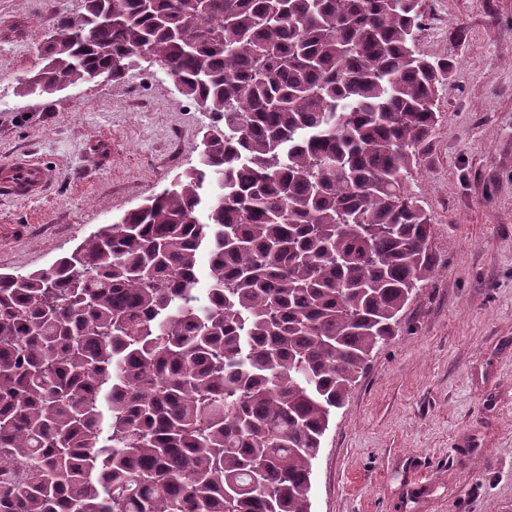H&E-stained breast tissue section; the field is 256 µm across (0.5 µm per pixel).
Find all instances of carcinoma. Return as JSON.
<instances>
[{
  "label": "carcinoma",
  "instance_id": "obj_1",
  "mask_svg": "<svg viewBox=\"0 0 512 512\" xmlns=\"http://www.w3.org/2000/svg\"><path fill=\"white\" fill-rule=\"evenodd\" d=\"M83 2L34 84L148 56L212 122L173 188L0 273V512H311L334 410L435 274L407 181L453 61L416 50L421 0Z\"/></svg>",
  "mask_w": 512,
  "mask_h": 512
}]
</instances>
